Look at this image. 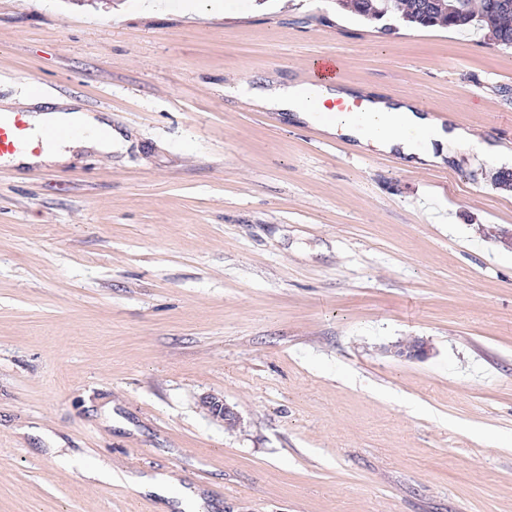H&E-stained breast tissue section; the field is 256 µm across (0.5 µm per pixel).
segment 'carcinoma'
Returning <instances> with one entry per match:
<instances>
[{
	"instance_id": "carcinoma-1",
	"label": "carcinoma",
	"mask_w": 512,
	"mask_h": 512,
	"mask_svg": "<svg viewBox=\"0 0 512 512\" xmlns=\"http://www.w3.org/2000/svg\"><path fill=\"white\" fill-rule=\"evenodd\" d=\"M425 0H336L339 10L351 13L393 31L401 21L421 28L475 26L487 31L492 44L512 49V0H436L424 9Z\"/></svg>"
}]
</instances>
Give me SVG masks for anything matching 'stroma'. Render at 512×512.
<instances>
[{"mask_svg": "<svg viewBox=\"0 0 512 512\" xmlns=\"http://www.w3.org/2000/svg\"><path fill=\"white\" fill-rule=\"evenodd\" d=\"M169 3L0 0V100L73 98L135 137L0 163V512H159L129 479L166 471L205 512H512L499 164L408 166L224 95L330 54L512 152V50L334 0ZM415 338L427 358L383 352ZM209 414L216 419L224 421V423H237L240 422V414L234 406L227 403L224 398L208 396L203 400Z\"/></svg>", "mask_w": 512, "mask_h": 512, "instance_id": "35a3bbf8", "label": "stroma"}]
</instances>
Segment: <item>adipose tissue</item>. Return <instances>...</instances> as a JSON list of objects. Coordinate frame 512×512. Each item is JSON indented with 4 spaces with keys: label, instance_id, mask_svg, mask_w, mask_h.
Listing matches in <instances>:
<instances>
[{
    "label": "adipose tissue",
    "instance_id": "1",
    "mask_svg": "<svg viewBox=\"0 0 512 512\" xmlns=\"http://www.w3.org/2000/svg\"><path fill=\"white\" fill-rule=\"evenodd\" d=\"M241 101L270 112L290 114L292 121L318 125L329 135L348 137L356 150L396 152L412 166H442L457 151L469 150L486 158L501 159L505 150L490 144L471 128L418 110L411 99L389 100L359 86L345 84L305 85L269 76L263 84L238 82ZM364 97L366 114L354 119L326 116L322 103L328 99ZM26 119L34 138L43 139L40 153L9 157L12 165L61 164L75 149L100 153L123 150L128 139L102 115L75 108L72 101L53 102L51 109L28 112ZM137 491L162 499L163 512H196L200 492L181 484L169 474L143 478Z\"/></svg>",
    "mask_w": 512,
    "mask_h": 512
}]
</instances>
